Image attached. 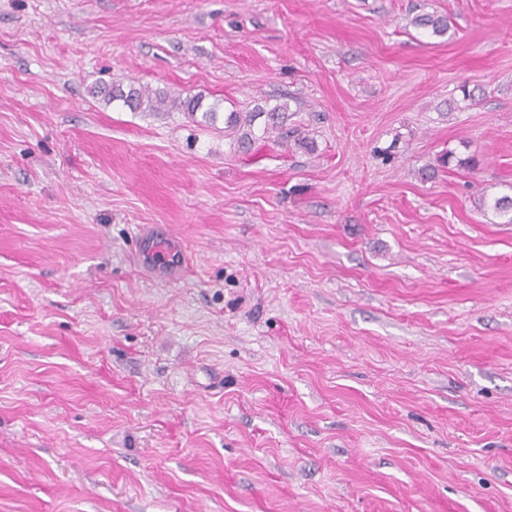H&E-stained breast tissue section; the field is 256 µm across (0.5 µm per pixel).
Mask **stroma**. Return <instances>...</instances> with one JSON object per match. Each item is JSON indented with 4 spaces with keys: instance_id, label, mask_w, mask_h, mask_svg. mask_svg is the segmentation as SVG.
I'll return each mask as SVG.
<instances>
[{
    "instance_id": "stroma-1",
    "label": "stroma",
    "mask_w": 512,
    "mask_h": 512,
    "mask_svg": "<svg viewBox=\"0 0 512 512\" xmlns=\"http://www.w3.org/2000/svg\"><path fill=\"white\" fill-rule=\"evenodd\" d=\"M503 195L512 0H0V512H512ZM107 103L120 102L133 112H160L177 109L193 116L202 108V99L198 96L170 99L167 93L151 90L145 86L129 84L126 89L120 84L112 85L105 95ZM287 104L276 105L273 108L265 110L263 108H258V112H246L245 115L241 112H230L229 115L225 119L224 129L230 128V130L236 129L237 127H241L242 123L248 126V132L244 133L242 136L243 142L245 141H253L257 139L254 134L253 126L256 119V116L262 115L265 116V125L263 128V133L258 138H265L267 134L277 130L281 127L284 120L288 117L286 116ZM244 116V117H243ZM167 244H158L149 241L146 236L141 235L135 254L145 263L160 262L170 252Z\"/></svg>"
}]
</instances>
